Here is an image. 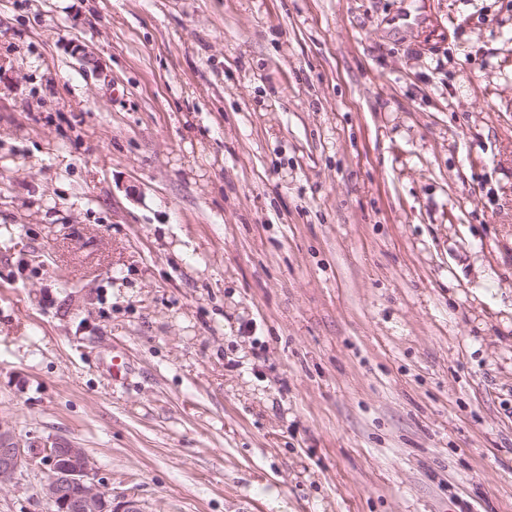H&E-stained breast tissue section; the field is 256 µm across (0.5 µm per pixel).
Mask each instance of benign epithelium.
<instances>
[{"label":"benign epithelium","mask_w":512,"mask_h":512,"mask_svg":"<svg viewBox=\"0 0 512 512\" xmlns=\"http://www.w3.org/2000/svg\"><path fill=\"white\" fill-rule=\"evenodd\" d=\"M33 468L47 470L42 495L56 512H141L136 500L115 502L95 483V464L84 449L24 448L0 429V484Z\"/></svg>","instance_id":"obj_1"}]
</instances>
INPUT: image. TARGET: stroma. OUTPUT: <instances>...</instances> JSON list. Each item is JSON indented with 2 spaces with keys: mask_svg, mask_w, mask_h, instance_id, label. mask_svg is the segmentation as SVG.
<instances>
[{
  "mask_svg": "<svg viewBox=\"0 0 512 512\" xmlns=\"http://www.w3.org/2000/svg\"><path fill=\"white\" fill-rule=\"evenodd\" d=\"M0 428L142 512H512V0H0Z\"/></svg>",
  "mask_w": 512,
  "mask_h": 512,
  "instance_id": "1",
  "label": "stroma"
}]
</instances>
